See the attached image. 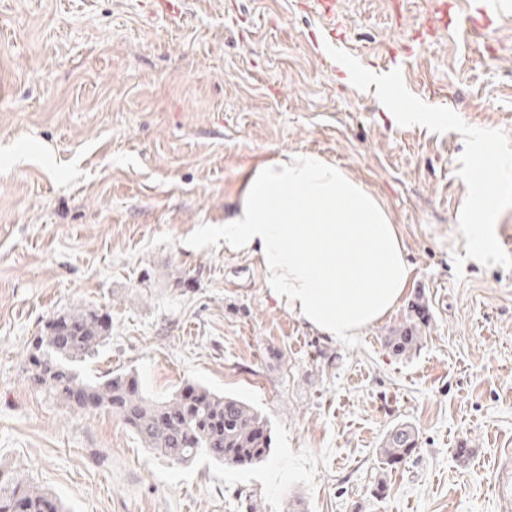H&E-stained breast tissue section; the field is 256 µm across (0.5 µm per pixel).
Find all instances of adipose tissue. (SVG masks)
Returning a JSON list of instances; mask_svg holds the SVG:
<instances>
[{
	"instance_id": "obj_1",
	"label": "adipose tissue",
	"mask_w": 512,
	"mask_h": 512,
	"mask_svg": "<svg viewBox=\"0 0 512 512\" xmlns=\"http://www.w3.org/2000/svg\"><path fill=\"white\" fill-rule=\"evenodd\" d=\"M224 251L256 258L274 300L339 340L390 314L411 280L379 199L313 153L284 152L247 173L224 220Z\"/></svg>"
}]
</instances>
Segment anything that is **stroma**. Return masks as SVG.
<instances>
[{
  "label": "stroma",
  "instance_id": "obj_1",
  "mask_svg": "<svg viewBox=\"0 0 512 512\" xmlns=\"http://www.w3.org/2000/svg\"><path fill=\"white\" fill-rule=\"evenodd\" d=\"M440 0H0V470L69 512H512V268L467 259L464 140L399 126L339 80L321 33L467 124L512 137V18L488 36L412 30ZM284 151L326 156L376 195L411 268L398 306L361 336L311 332L253 258L224 251L246 172ZM425 340L385 338L415 299ZM109 323L89 378L155 398L195 384L248 402L272 452L247 466L175 464L104 409L68 407L25 372L60 312ZM417 448L388 468L387 432ZM468 456H460V449Z\"/></svg>",
  "mask_w": 512,
  "mask_h": 512
}]
</instances>
